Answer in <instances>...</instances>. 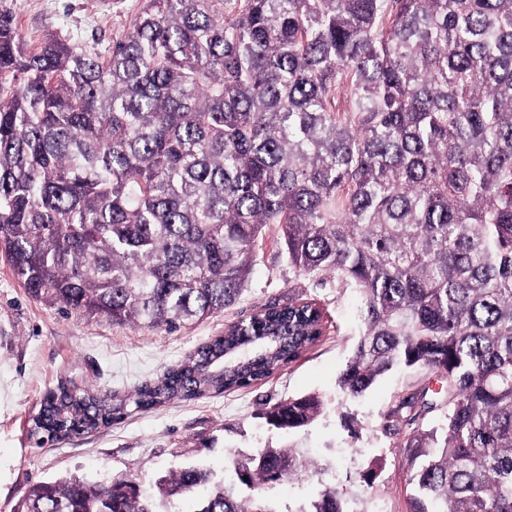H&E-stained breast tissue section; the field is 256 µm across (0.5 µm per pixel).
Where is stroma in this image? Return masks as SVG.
<instances>
[{"mask_svg": "<svg viewBox=\"0 0 512 512\" xmlns=\"http://www.w3.org/2000/svg\"><path fill=\"white\" fill-rule=\"evenodd\" d=\"M144 0H0L33 45L57 35L107 51L133 24ZM279 225L264 240L249 281L232 307L174 332L88 317L31 298L0 256V512H21L32 486L75 476L93 483L115 475L136 478L146 491L180 465L203 462L223 470L230 453L292 446L311 463V476L269 488L280 512H299L323 486L348 488L344 512H408L407 462L381 426L396 400L441 380L424 368H398L364 396L344 398L336 381L364 330L358 290L335 273L303 274L289 263ZM316 302L323 310V340L261 383L234 392L173 402L137 412L88 434L42 448L28 435L29 419L46 392L63 384L111 394L132 392L160 376L198 345L273 300ZM317 393L327 409L293 436L260 417L266 403ZM359 428L350 436L349 427ZM381 469L373 486L360 475Z\"/></svg>", "mask_w": 512, "mask_h": 512, "instance_id": "35a3bbf8", "label": "stroma"}]
</instances>
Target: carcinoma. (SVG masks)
I'll use <instances>...</instances> for the list:
<instances>
[{"label":"carcinoma","instance_id":"cac0c4a2","mask_svg":"<svg viewBox=\"0 0 512 512\" xmlns=\"http://www.w3.org/2000/svg\"><path fill=\"white\" fill-rule=\"evenodd\" d=\"M267 224L298 271L361 293L345 395L397 367L446 382L438 425L424 387L382 426L405 429L409 512H512V0H145L106 54L32 47L0 10V252L31 297L175 331L237 300ZM323 335L317 303L271 302L123 398L47 392L30 435L252 386ZM322 410L262 415L290 433ZM306 470L268 447L222 481L181 466L156 498L41 482L23 512H277L268 487Z\"/></svg>","mask_w":512,"mask_h":512}]
</instances>
